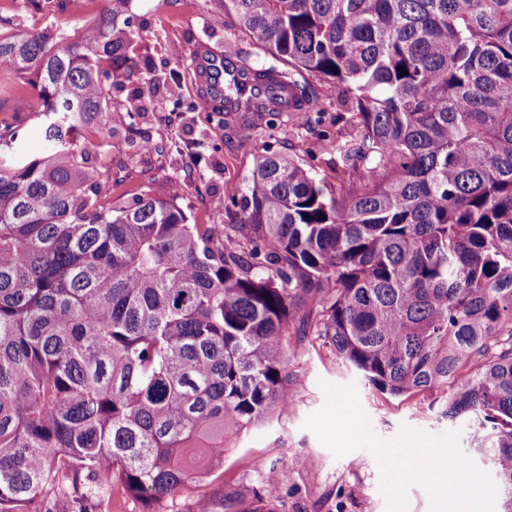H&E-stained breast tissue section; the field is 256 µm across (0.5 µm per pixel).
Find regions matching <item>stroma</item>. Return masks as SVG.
<instances>
[{
  "mask_svg": "<svg viewBox=\"0 0 512 512\" xmlns=\"http://www.w3.org/2000/svg\"><path fill=\"white\" fill-rule=\"evenodd\" d=\"M102 5V0H71L62 10L57 0H41L40 11L32 14L18 0H0V13L12 16L20 28L50 25L76 41ZM132 11L138 75L114 82L110 110L104 115L112 141L107 150L92 151L108 171L113 202L128 204L145 194L169 199L178 180L183 184L178 203L193 223L221 224L226 220L225 203L241 196L259 156L282 152L310 163L318 176H332L336 153L321 133L336 131L335 112L324 113L314 129H293L284 117L272 126H255L242 138H225L223 118L210 112L197 87L196 50L220 56L228 48L243 49L257 67L269 58L244 35L225 27L219 0H132ZM136 94L142 110L128 112L126 101ZM170 141L176 142V149L155 151V144ZM288 368L296 374L300 390L291 411L228 441L223 469L161 502L157 512H191L202 496L228 493L248 498L270 484L281 512H386L374 456L358 449L335 457L304 427L306 418L324 403V380L355 384L381 437H395L404 425L430 434L460 427L430 409L426 396L394 398L375 390L317 337L292 338Z\"/></svg>",
  "mask_w": 512,
  "mask_h": 512,
  "instance_id": "stroma-1",
  "label": "stroma"
}]
</instances>
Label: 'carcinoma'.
<instances>
[{
	"label": "carcinoma",
	"instance_id": "carcinoma-1",
	"mask_svg": "<svg viewBox=\"0 0 512 512\" xmlns=\"http://www.w3.org/2000/svg\"><path fill=\"white\" fill-rule=\"evenodd\" d=\"M104 2L79 42L0 16V92L46 142L30 157L0 129V512H112L114 488L155 512L293 402L290 340L309 334L464 420L512 512V0H222L271 62L224 58L212 110L298 129L334 106L352 133L333 181L257 158L221 225L102 202L75 136L109 146L112 82L137 71L131 0Z\"/></svg>",
	"mask_w": 512,
	"mask_h": 512
}]
</instances>
